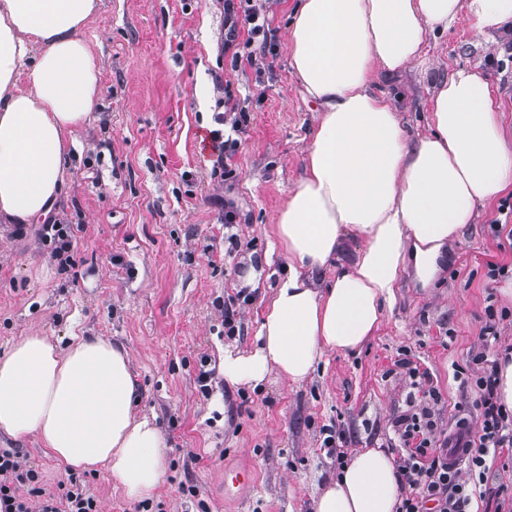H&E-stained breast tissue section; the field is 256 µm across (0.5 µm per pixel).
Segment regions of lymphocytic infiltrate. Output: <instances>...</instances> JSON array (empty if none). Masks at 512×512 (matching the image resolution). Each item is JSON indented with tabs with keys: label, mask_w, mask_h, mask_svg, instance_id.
<instances>
[{
	"label": "lymphocytic infiltrate",
	"mask_w": 512,
	"mask_h": 512,
	"mask_svg": "<svg viewBox=\"0 0 512 512\" xmlns=\"http://www.w3.org/2000/svg\"><path fill=\"white\" fill-rule=\"evenodd\" d=\"M267 8L257 0H224L225 49H233L240 33L249 40H266ZM249 112L239 104L225 106L216 113L215 129L209 139L219 158H231L238 150V136L246 129ZM484 349L475 355L478 366L475 386L479 397L480 428L457 432L445 440V430L436 413L439 397L434 390H423L422 375L411 368V394L407 408L392 421L399 440L396 470L400 477L401 498L396 512H466L469 502L468 482L461 470L448 463L451 447L465 449L470 468L476 469L480 482H487L484 472L489 453L512 452V410L501 403L497 392L500 358L492 348L498 341L495 323H486L481 336ZM443 445H435L436 437ZM0 512H99L94 497L82 482L69 477L56 489L42 486L36 470L26 467L16 448H0Z\"/></svg>",
	"instance_id": "obj_1"
}]
</instances>
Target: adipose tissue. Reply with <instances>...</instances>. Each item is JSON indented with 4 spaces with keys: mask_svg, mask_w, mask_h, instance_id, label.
Returning <instances> with one entry per match:
<instances>
[{
    "mask_svg": "<svg viewBox=\"0 0 512 512\" xmlns=\"http://www.w3.org/2000/svg\"><path fill=\"white\" fill-rule=\"evenodd\" d=\"M97 0H0V221L45 219L72 157L67 134L100 99L99 72L80 32ZM467 14L478 35L512 26V0H300L290 67L321 118L307 164L273 233L289 260L250 349L224 351L233 385L270 374L306 380L326 352L359 350L381 326L407 267L422 282L477 207L512 190V145L480 71L460 68L437 89L429 132L409 137L381 79L424 65L432 31ZM361 239L335 265L346 233ZM328 287L312 276L328 266ZM127 348L100 336L66 347L33 333L0 356V432L37 434L67 471L105 469L132 500L166 471L155 419L137 415ZM400 483L379 448L355 454L313 512H396Z\"/></svg>",
    "mask_w": 512,
    "mask_h": 512,
    "instance_id": "ef3b65f1",
    "label": "adipose tissue"
}]
</instances>
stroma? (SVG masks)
<instances>
[{"mask_svg":"<svg viewBox=\"0 0 512 512\" xmlns=\"http://www.w3.org/2000/svg\"><path fill=\"white\" fill-rule=\"evenodd\" d=\"M296 0H270L275 56L248 62L220 51L223 0H98L81 32L94 47L100 101L76 134L73 166L52 206L75 225L72 271L62 272L39 240L0 223V355L14 338L39 333L123 344L139 384L138 414L166 438V472L150 498L129 500L107 471L80 473L99 512H312V500L340 472L321 444L342 433L349 453L399 442L390 426L410 391L392 364L406 353L442 398L448 432L477 429L473 355L489 312L503 313L497 350L512 348V278L488 276V262L512 263L491 226L512 192L478 208L464 237L449 241L440 272L421 287L406 272L396 302L360 351L329 352L306 381L271 377L257 388L224 380L225 347L249 348L288 257L272 233L301 178L320 105L289 65ZM428 68H411L387 90L409 135L427 131L436 87L459 67L488 78L512 143V38L476 35L467 14L429 36ZM232 93L251 115L234 157L218 162L207 135L218 100ZM239 207L225 228L213 196ZM255 270L241 330L226 335L224 303ZM212 369L201 392V368ZM55 488L66 473L36 435H0ZM247 462L257 482L243 506L226 504L225 463Z\"/></svg>","mask_w":512,"mask_h":512,"instance_id":"1","label":"stroma"}]
</instances>
